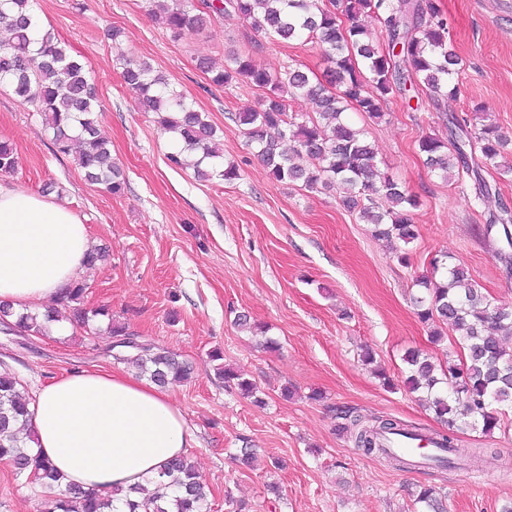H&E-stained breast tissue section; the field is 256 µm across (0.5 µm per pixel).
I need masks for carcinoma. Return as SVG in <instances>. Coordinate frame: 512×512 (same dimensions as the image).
Masks as SVG:
<instances>
[{
    "mask_svg": "<svg viewBox=\"0 0 512 512\" xmlns=\"http://www.w3.org/2000/svg\"><path fill=\"white\" fill-rule=\"evenodd\" d=\"M34 0H0V28L9 38L0 43V85L35 106L52 130L57 152L75 154L77 165L87 181L118 194L125 185L123 170L112 159L108 142L100 136L97 95L83 63L70 56L53 32L38 34L33 12ZM154 19L180 35L207 26L211 15L231 13L257 34L284 41L304 36L318 40L330 63L329 90L312 82L309 75L288 67L270 72L255 64L250 50L234 51L224 57V66L214 68L202 60L199 68L211 74L210 81L222 86L245 78L265 90L259 107L237 112L231 120L245 131L257 157L277 181L299 183L315 192L339 188L342 204L372 226L378 240L411 243L417 237L413 210L416 195L377 166L375 153L360 131L345 121L346 105L351 103L370 118L382 117L381 104L390 94L406 95L423 87L436 100L458 93L460 64L448 42V22L435 0H220L203 5L196 0H149ZM372 15L385 33L387 46L374 40L361 22ZM400 47V60L393 50ZM122 78L128 90L147 112L157 115V123L174 134L183 150L169 156L172 163L193 167L200 178L213 174L226 180L237 176L236 169L224 167V154L216 142V128L205 113L195 108L184 94L147 62L122 57ZM306 97L317 107L316 116L298 117L287 112L286 99ZM450 140L430 135L419 140L418 149L433 172L450 180L461 172L478 183L474 199L484 200L491 189L484 182L482 169L500 175L512 173L508 137L499 125L479 117L470 125L466 117H451ZM479 150L480 157L469 162L465 148ZM13 147L0 141V171L15 169ZM500 224L508 246L512 236V209L502 206L486 231ZM434 277L419 281L422 295L414 298L417 316L432 326L430 339L438 344L445 339L442 327L455 335L453 344L460 350L458 360L442 365L418 349L403 355V384L424 402L446 430L438 433L439 452L428 457L430 465L451 468L462 458L454 432L479 429L490 435L504 424L506 408L512 407V352L503 342L512 339V309L496 305L482 291L461 263L448 255L432 258ZM84 285L74 283L58 298L63 308L73 310V321L91 333L90 317L101 310L82 307ZM14 319V326L43 333L44 322L54 315L16 314L0 303V321ZM116 341L115 359L123 361L160 385L184 382L191 378L193 366L167 349L145 340L124 350L121 341L129 336L122 326L111 327ZM217 375L227 386L255 398L257 387L226 366ZM13 376H0V460L8 462L18 474L33 476L44 487L59 485L61 476L51 464L33 454L24 432L31 426V401L20 391ZM336 429L354 431L357 447L368 453L387 454L382 442L390 438H418V434L396 420L366 417L353 408L337 410ZM152 492L138 487L140 499H131L120 489L109 495L68 489L51 502L49 512H206L208 494L198 481L192 457L181 455L171 460ZM415 503L423 512H445L446 506L433 487H423Z\"/></svg>",
    "mask_w": 512,
    "mask_h": 512,
    "instance_id": "1",
    "label": "carcinoma"
}]
</instances>
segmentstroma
<instances>
[{
  "mask_svg": "<svg viewBox=\"0 0 512 512\" xmlns=\"http://www.w3.org/2000/svg\"><path fill=\"white\" fill-rule=\"evenodd\" d=\"M436 2L462 60L458 95L437 101L421 88L409 100L389 97L379 119L347 112L380 169L419 197L418 236L404 264L395 244L375 239L337 192L272 179L231 119L258 108L263 90L241 79L215 86L199 67L247 48L268 71L292 65L322 80L329 64L315 40L274 42L233 16L177 37L149 15L146 0H36L42 24L86 64L100 134L127 185L113 195L89 183L74 156L57 152L35 107L0 87V139L18 156L0 181L35 192L54 185L81 217L106 252L83 276L84 306L108 310L93 319L90 335L0 331V368L31 397L78 369L126 370L112 356L114 324L190 362L192 379L168 392L196 437L190 454L211 492L208 512H230L229 495L247 512H416L413 493L422 485L445 495L448 512H500L512 500V421L490 436L459 431L470 455L447 469L396 467L336 430L335 410L345 406L426 434L442 431L417 395L385 388L359 360L370 348L398 380L407 349L440 361L451 352L449 343L430 342L412 303L434 256H453L498 304L512 307V270L498 256L505 239L497 228L483 232L501 205L512 207V179L484 172L497 191L477 202L473 187L431 172L418 150L422 136L447 139V115L479 107L512 137V0ZM112 28L120 29L119 41L109 39ZM122 53L148 61L208 115L236 179L200 180L170 162L174 138L126 88ZM241 312L264 333L238 328ZM268 338L278 350L265 348ZM215 348L257 384L263 405L225 389L208 358ZM314 391L323 400H310ZM245 443L256 450L248 466L233 458ZM55 495L0 461V512H48Z\"/></svg>",
  "mask_w": 512,
  "mask_h": 512,
  "instance_id": "1",
  "label": "stroma"
}]
</instances>
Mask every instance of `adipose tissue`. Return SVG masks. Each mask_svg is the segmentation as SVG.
Returning <instances> with one entry per match:
<instances>
[{
    "mask_svg": "<svg viewBox=\"0 0 512 512\" xmlns=\"http://www.w3.org/2000/svg\"><path fill=\"white\" fill-rule=\"evenodd\" d=\"M86 224L65 203L0 182V301L45 311L86 270ZM33 446L87 492L129 489L156 477L195 437L169 393L117 371L71 372L30 404Z\"/></svg>",
    "mask_w": 512,
    "mask_h": 512,
    "instance_id": "1",
    "label": "adipose tissue"
}]
</instances>
